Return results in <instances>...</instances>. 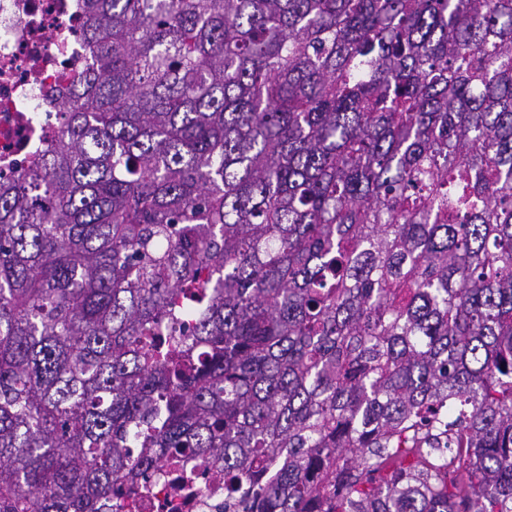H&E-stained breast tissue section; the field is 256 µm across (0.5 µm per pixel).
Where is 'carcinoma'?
<instances>
[{
	"instance_id": "obj_1",
	"label": "carcinoma",
	"mask_w": 512,
	"mask_h": 512,
	"mask_svg": "<svg viewBox=\"0 0 512 512\" xmlns=\"http://www.w3.org/2000/svg\"><path fill=\"white\" fill-rule=\"evenodd\" d=\"M0 184V512H512V0H84ZM174 477L175 475H160L154 496L140 502L135 510L126 512H167L166 504L170 501L178 503L181 512H211L214 502L221 497L223 500V489L220 494L211 474L201 475L195 495L187 500L181 498L171 484Z\"/></svg>"
}]
</instances>
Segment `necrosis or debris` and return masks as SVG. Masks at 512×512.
Listing matches in <instances>:
<instances>
[{
    "label": "necrosis or debris",
    "mask_w": 512,
    "mask_h": 512,
    "mask_svg": "<svg viewBox=\"0 0 512 512\" xmlns=\"http://www.w3.org/2000/svg\"><path fill=\"white\" fill-rule=\"evenodd\" d=\"M84 22L83 0H0V182L27 171L61 133L57 114L74 75L89 64ZM219 497L211 476L184 500L163 474L134 512H168L171 501L180 512H211Z\"/></svg>",
    "instance_id": "4bbe7bcc"
}]
</instances>
